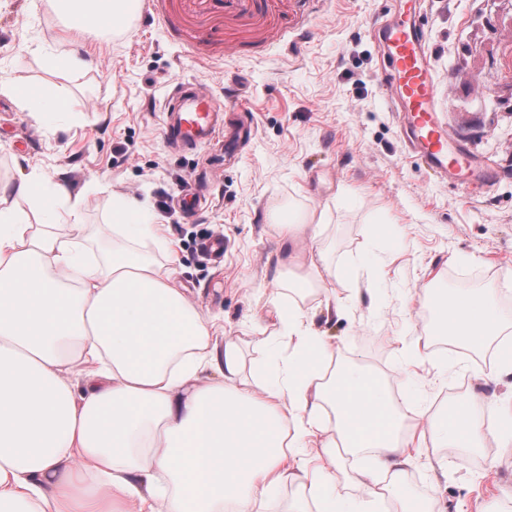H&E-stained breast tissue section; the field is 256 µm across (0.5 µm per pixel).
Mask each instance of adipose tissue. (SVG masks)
<instances>
[{
	"label": "adipose tissue",
	"mask_w": 512,
	"mask_h": 512,
	"mask_svg": "<svg viewBox=\"0 0 512 512\" xmlns=\"http://www.w3.org/2000/svg\"><path fill=\"white\" fill-rule=\"evenodd\" d=\"M73 38L129 21L142 0H52ZM21 109L62 116L75 102L0 76ZM67 224L69 235L56 233ZM118 248L92 254L82 200L37 168L0 186V512H264L267 491L295 481L319 512H373L401 496L407 448L475 447L512 434L483 426L463 401L403 425L387 383L342 364L302 308L271 297L288 350L275 380L241 378L236 344L141 250L171 245L137 200H115ZM440 332L480 347L505 327L489 293L431 306ZM331 407L334 418L318 412ZM375 449L365 500L328 495L337 448Z\"/></svg>",
	"instance_id": "1"
}]
</instances>
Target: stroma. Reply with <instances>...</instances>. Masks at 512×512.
Wrapping results in <instances>:
<instances>
[{
	"mask_svg": "<svg viewBox=\"0 0 512 512\" xmlns=\"http://www.w3.org/2000/svg\"><path fill=\"white\" fill-rule=\"evenodd\" d=\"M394 0H144L128 29L87 40L88 65L70 74L48 56L68 48L46 0H0V72L66 94L78 104L62 117L36 116L0 97V183L31 167L83 198L89 248H109L100 228L112 198L127 194L153 210L173 254L147 251L233 341L243 379L270 373L286 350L262 347L274 330L268 299L296 301L341 360L391 383L402 413L445 411L440 395L456 381L481 392L473 416L512 431V373L501 353L434 340L419 296L493 289L512 324V59L493 47L512 21V0H424L434 60L436 106L452 139L492 164L488 186L457 187L430 173L405 147L379 79L373 30ZM196 83L218 102L245 106L255 135L225 163L221 143L183 151L162 133V103L175 85ZM498 88L482 96L481 85ZM288 208L322 233L287 247L273 219ZM224 238V254L203 242ZM324 252L321 284L288 286L290 255ZM420 344L414 374L404 348ZM429 467L414 450L402 488L428 512H512V451L444 448ZM372 465L341 453L331 492L349 499Z\"/></svg>",
	"mask_w": 512,
	"mask_h": 512,
	"instance_id": "obj_1",
	"label": "stroma"
}]
</instances>
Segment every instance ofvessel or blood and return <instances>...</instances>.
<instances>
[{"mask_svg":"<svg viewBox=\"0 0 512 512\" xmlns=\"http://www.w3.org/2000/svg\"><path fill=\"white\" fill-rule=\"evenodd\" d=\"M386 85L404 114L410 150L432 173L467 188L491 182V170L482 166L465 144L449 148L450 135L436 108L434 62L426 45L422 17L415 8L400 12L378 31ZM164 135L175 147L194 150L223 138L225 155L235 154L242 139L252 137L253 126H236L224 117V107L195 85L180 84L167 95Z\"/></svg>","mask_w":512,"mask_h":512,"instance_id":"vessel-or-blood-1","label":"vessel or blood"}]
</instances>
